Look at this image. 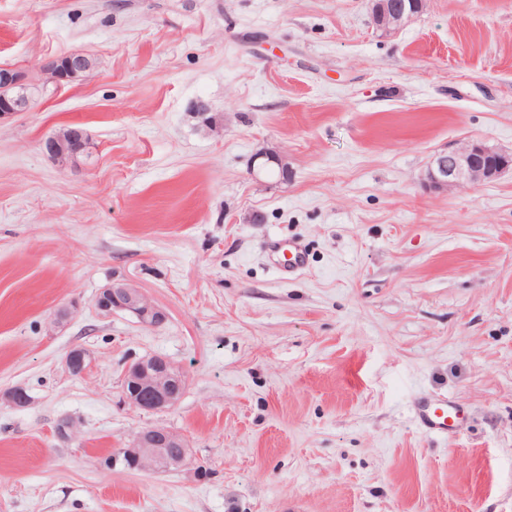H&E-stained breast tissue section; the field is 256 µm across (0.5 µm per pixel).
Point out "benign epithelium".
Here are the masks:
<instances>
[{"label":"benign epithelium","mask_w":512,"mask_h":512,"mask_svg":"<svg viewBox=\"0 0 512 512\" xmlns=\"http://www.w3.org/2000/svg\"><path fill=\"white\" fill-rule=\"evenodd\" d=\"M371 9L373 22L380 30L403 25L415 14L407 0H402L393 14L386 11L381 0H371ZM91 69V55L84 52L61 56L44 67L49 80L57 87L76 81ZM32 102L33 93L29 91L26 74L15 68L1 67L0 119L29 110ZM87 144L85 132L78 128L65 139L55 134L49 136L42 146L49 158L63 167L84 153ZM509 171H512L511 152H502L482 140L471 139L434 155L425 174V186L441 191L461 184L494 181ZM94 305L104 317L117 312L131 313L141 325L149 328L159 327L167 320L164 311L123 280H114L101 288ZM92 362L90 352L81 346L70 348L64 358L66 371L73 375L84 374ZM184 389V375L161 356L138 359L124 371V398L140 410L171 409L179 403ZM0 402L22 408L28 405L29 397L17 387L1 395ZM188 460L189 448L182 436L165 428L148 427L136 434L131 449H120L103 456L102 464L108 470L160 471L179 470Z\"/></svg>","instance_id":"1"}]
</instances>
